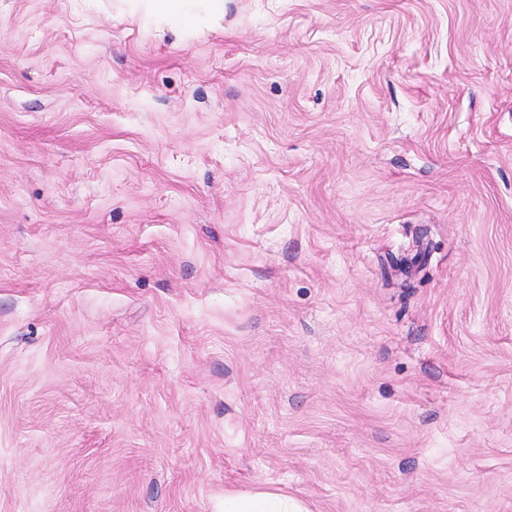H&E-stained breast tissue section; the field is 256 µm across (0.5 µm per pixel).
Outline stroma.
I'll use <instances>...</instances> for the list:
<instances>
[{
  "label": "stroma",
  "instance_id": "stroma-1",
  "mask_svg": "<svg viewBox=\"0 0 512 512\" xmlns=\"http://www.w3.org/2000/svg\"><path fill=\"white\" fill-rule=\"evenodd\" d=\"M512 512V0H0V512ZM224 512H307L299 501L274 491L224 494Z\"/></svg>",
  "mask_w": 512,
  "mask_h": 512
}]
</instances>
